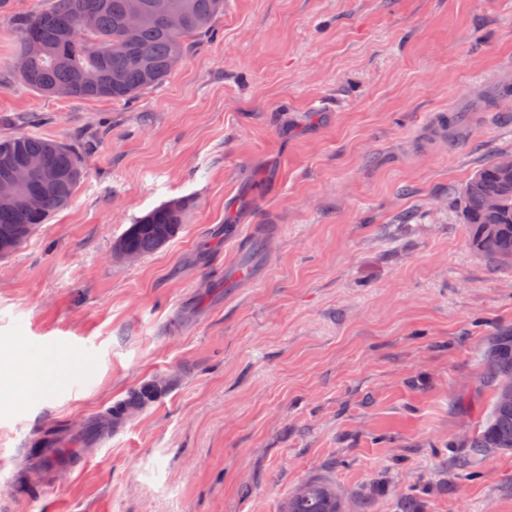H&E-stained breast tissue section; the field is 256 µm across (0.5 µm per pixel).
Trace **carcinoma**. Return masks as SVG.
Returning a JSON list of instances; mask_svg holds the SVG:
<instances>
[{"label":"carcinoma","instance_id":"obj_1","mask_svg":"<svg viewBox=\"0 0 512 512\" xmlns=\"http://www.w3.org/2000/svg\"><path fill=\"white\" fill-rule=\"evenodd\" d=\"M133 10L146 21L130 33L126 22ZM172 12L181 16L177 28L167 23ZM223 14L224 0H50L47 10L15 24L18 56L32 55L20 80L49 97L131 100L162 83L171 74L169 59L184 55L187 41L210 31ZM82 17L93 19L92 29L79 27ZM51 144L59 181L50 189L37 183L0 187V238L46 223L71 202L83 178L81 158L66 143L27 135L0 139V164L41 155ZM503 159L496 156L473 174L461 202L474 249L512 267V168ZM30 193L41 195L36 211L23 205ZM189 205L185 198L165 202L130 224L117 245L139 256L156 251L180 231ZM484 367L494 401L482 431L461 442L469 460L512 450V335L490 340ZM284 512H342V502L332 487L312 481L288 498Z\"/></svg>","mask_w":512,"mask_h":512}]
</instances>
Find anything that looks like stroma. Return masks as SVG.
<instances>
[{
    "instance_id": "35a3bbf8",
    "label": "stroma",
    "mask_w": 512,
    "mask_h": 512,
    "mask_svg": "<svg viewBox=\"0 0 512 512\" xmlns=\"http://www.w3.org/2000/svg\"><path fill=\"white\" fill-rule=\"evenodd\" d=\"M224 2L170 77L113 101L23 85L14 24L47 0H0V138L84 165L0 258V512H282L312 480L344 512H512V451L468 468L459 446L512 333V268L471 250L461 206L512 155V0ZM173 198L181 232L116 257ZM232 264L254 275L229 289ZM28 344L56 369L41 397ZM145 388L82 470L27 457Z\"/></svg>"
}]
</instances>
